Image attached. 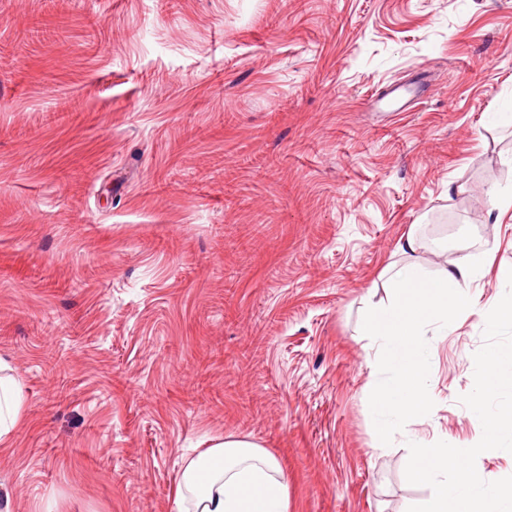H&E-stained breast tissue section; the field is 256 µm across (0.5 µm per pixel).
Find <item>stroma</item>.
Returning a JSON list of instances; mask_svg holds the SVG:
<instances>
[{"mask_svg": "<svg viewBox=\"0 0 512 512\" xmlns=\"http://www.w3.org/2000/svg\"><path fill=\"white\" fill-rule=\"evenodd\" d=\"M406 111L373 105L419 71ZM512 0H0V446L12 512H177L247 436L290 512H407L409 442L482 436L484 307L512 269ZM415 232L488 272L428 331L426 415L372 451L365 293ZM25 396L21 386L9 376H0V444L12 437L20 419Z\"/></svg>", "mask_w": 512, "mask_h": 512, "instance_id": "stroma-1", "label": "stroma"}]
</instances>
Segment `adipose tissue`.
<instances>
[{
	"instance_id": "1",
	"label": "adipose tissue",
	"mask_w": 512,
	"mask_h": 512,
	"mask_svg": "<svg viewBox=\"0 0 512 512\" xmlns=\"http://www.w3.org/2000/svg\"><path fill=\"white\" fill-rule=\"evenodd\" d=\"M424 245L407 235L398 250L403 259L387 266L391 288L388 303H369L365 333L390 368L388 378L370 391L375 417L374 449H381L406 416L430 408L428 349L424 329L436 326L445 336L454 328L453 315L472 309L466 284L482 273L485 256L468 255L462 262L430 277L419 254ZM0 360V444L7 443L18 424L25 396L6 376ZM178 512H288V482L277 459L250 438L228 435L211 442L187 459L174 485Z\"/></svg>"
}]
</instances>
